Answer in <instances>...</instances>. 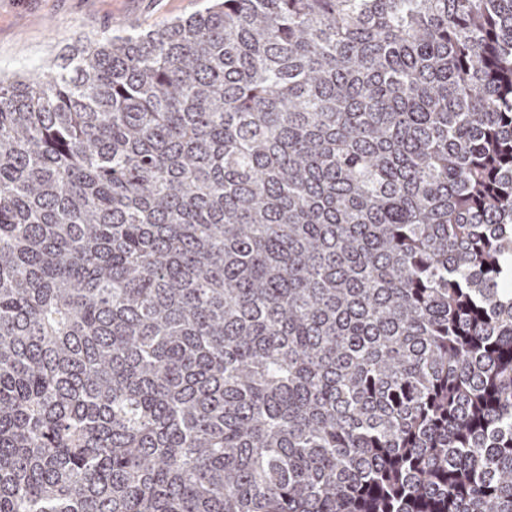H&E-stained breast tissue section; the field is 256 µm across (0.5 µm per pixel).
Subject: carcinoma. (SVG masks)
Returning a JSON list of instances; mask_svg holds the SVG:
<instances>
[{"instance_id":"carcinoma-1","label":"carcinoma","mask_w":512,"mask_h":512,"mask_svg":"<svg viewBox=\"0 0 512 512\" xmlns=\"http://www.w3.org/2000/svg\"><path fill=\"white\" fill-rule=\"evenodd\" d=\"M0 75V512H512V0H204Z\"/></svg>"}]
</instances>
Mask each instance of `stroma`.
<instances>
[{
    "label": "stroma",
    "instance_id": "1",
    "mask_svg": "<svg viewBox=\"0 0 512 512\" xmlns=\"http://www.w3.org/2000/svg\"><path fill=\"white\" fill-rule=\"evenodd\" d=\"M203 0H0V71L46 69L77 39L162 26Z\"/></svg>",
    "mask_w": 512,
    "mask_h": 512
}]
</instances>
